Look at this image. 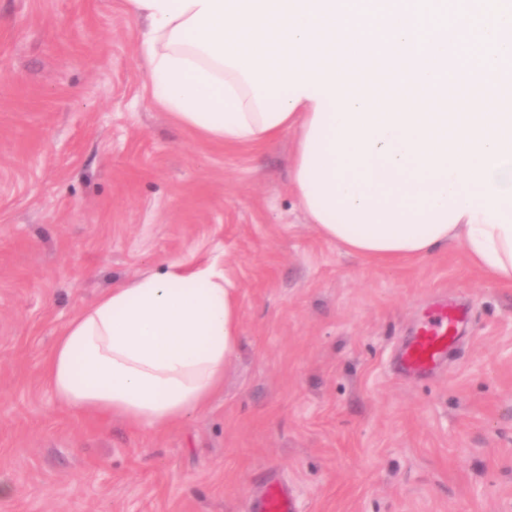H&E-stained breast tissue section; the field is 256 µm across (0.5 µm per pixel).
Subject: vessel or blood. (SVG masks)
Instances as JSON below:
<instances>
[{
  "label": "vessel or blood",
  "mask_w": 512,
  "mask_h": 512,
  "mask_svg": "<svg viewBox=\"0 0 512 512\" xmlns=\"http://www.w3.org/2000/svg\"><path fill=\"white\" fill-rule=\"evenodd\" d=\"M465 312L445 304L438 305L415 328L403 347L398 368L409 375H426L445 363L449 350L459 339ZM250 512H297L287 486L272 480L266 493L253 501Z\"/></svg>",
  "instance_id": "vessel-or-blood-1"
}]
</instances>
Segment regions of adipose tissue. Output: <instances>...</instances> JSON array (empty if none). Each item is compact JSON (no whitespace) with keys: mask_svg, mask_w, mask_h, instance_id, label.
Segmentation results:
<instances>
[{"mask_svg":"<svg viewBox=\"0 0 512 512\" xmlns=\"http://www.w3.org/2000/svg\"><path fill=\"white\" fill-rule=\"evenodd\" d=\"M156 105L229 145L294 133L320 234L391 262L460 242L512 287V0H126ZM237 290L170 260L77 312L44 361L72 411L164 430L238 344Z\"/></svg>","mask_w":512,"mask_h":512,"instance_id":"ef3b65f1","label":"adipose tissue"}]
</instances>
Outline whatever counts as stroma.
<instances>
[{"label": "stroma", "instance_id": "stroma-1", "mask_svg": "<svg viewBox=\"0 0 512 512\" xmlns=\"http://www.w3.org/2000/svg\"><path fill=\"white\" fill-rule=\"evenodd\" d=\"M122 0H0V512H512V288L461 245L388 266L325 239L293 133L207 140L150 99ZM183 257L238 290L224 388L173 428L62 405L43 361L80 308ZM439 296L448 365L393 357ZM250 512H298L288 487L278 479H272L266 493L253 501Z\"/></svg>", "mask_w": 512, "mask_h": 512}]
</instances>
